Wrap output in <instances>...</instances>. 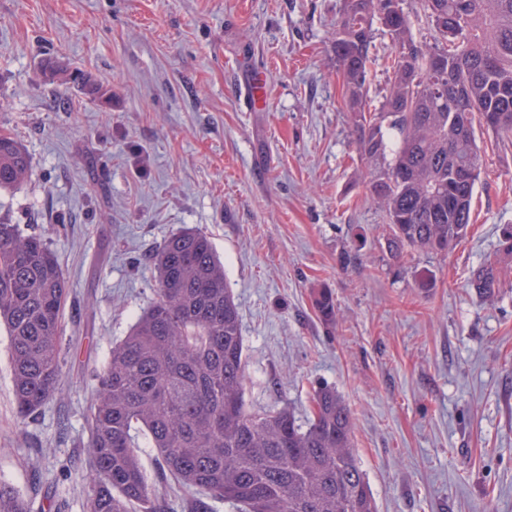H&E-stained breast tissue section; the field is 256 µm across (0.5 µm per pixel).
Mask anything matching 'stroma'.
Returning <instances> with one entry per match:
<instances>
[{
    "label": "stroma",
    "instance_id": "1",
    "mask_svg": "<svg viewBox=\"0 0 512 512\" xmlns=\"http://www.w3.org/2000/svg\"><path fill=\"white\" fill-rule=\"evenodd\" d=\"M340 0H0V130L32 161L0 217L68 280L59 394L16 413L0 330V481L30 512H87V417L113 346L154 299V252L203 231L238 306L245 399L311 410L335 387L378 512H512V261L468 288L512 224V142L485 136L473 222L395 259L328 46ZM80 69L110 89L43 76ZM261 70L253 108L239 93ZM331 291L336 320L313 296ZM44 70L46 75H48L52 79H59L60 81L66 84H77L78 86L83 87L86 90L87 97L91 103H95L99 101L104 96H106V92L102 89L101 86L94 83L88 74L84 73H69L66 74L56 68L53 62L48 61L44 65ZM498 260H488L477 270L473 271L468 281V287L473 288L478 294L484 297L494 296L497 288L500 287L498 274Z\"/></svg>",
    "mask_w": 512,
    "mask_h": 512
}]
</instances>
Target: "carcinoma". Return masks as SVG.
Returning <instances> with one entry per match:
<instances>
[{"instance_id":"carcinoma-1","label":"carcinoma","mask_w":512,"mask_h":512,"mask_svg":"<svg viewBox=\"0 0 512 512\" xmlns=\"http://www.w3.org/2000/svg\"><path fill=\"white\" fill-rule=\"evenodd\" d=\"M406 0H342L330 46L361 154L384 168L371 177L372 202L387 215L396 258L407 248L445 253L472 223L481 180L478 141H512V0H418L416 15L436 34L416 40ZM379 28H374V25ZM390 43L389 90L367 107L366 76L376 32ZM435 58L446 75L426 69ZM46 75L106 92L84 73L48 61ZM16 135L0 130V190L29 176ZM498 259L473 271L484 297L500 287L498 260L512 258V225L501 228ZM156 299L116 346L90 407L88 512H163L135 451L142 436L192 512L224 501L239 512H377L352 436L354 422L336 389L318 385L303 424L286 408L256 412L244 398L245 360L237 304L224 265L198 230L171 233L156 256ZM69 288L46 242L0 220V327L10 338L14 400L22 417L58 394L60 336ZM320 318L336 316L319 290ZM0 512H28L0 482Z\"/></svg>"}]
</instances>
